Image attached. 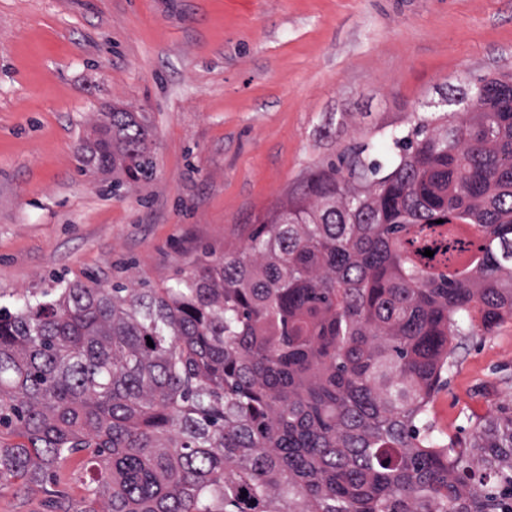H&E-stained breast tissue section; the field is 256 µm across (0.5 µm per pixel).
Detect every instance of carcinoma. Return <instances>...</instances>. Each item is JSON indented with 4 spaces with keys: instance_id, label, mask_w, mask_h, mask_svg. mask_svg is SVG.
I'll return each instance as SVG.
<instances>
[{
    "instance_id": "1",
    "label": "carcinoma",
    "mask_w": 512,
    "mask_h": 512,
    "mask_svg": "<svg viewBox=\"0 0 512 512\" xmlns=\"http://www.w3.org/2000/svg\"><path fill=\"white\" fill-rule=\"evenodd\" d=\"M438 95L173 286L0 305V480L84 451L54 512H512V414L428 422L457 347L512 320V73ZM92 131L85 165L152 179L133 112Z\"/></svg>"
}]
</instances>
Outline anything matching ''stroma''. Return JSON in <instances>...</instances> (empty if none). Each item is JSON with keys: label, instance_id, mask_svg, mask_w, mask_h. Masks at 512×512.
Instances as JSON below:
<instances>
[{"label": "stroma", "instance_id": "1", "mask_svg": "<svg viewBox=\"0 0 512 512\" xmlns=\"http://www.w3.org/2000/svg\"><path fill=\"white\" fill-rule=\"evenodd\" d=\"M512 70V0H0V304L59 283L166 288L381 119ZM146 115L152 180L83 170L97 113ZM428 415L440 437L512 407V321L471 338ZM76 453L0 512L86 495Z\"/></svg>", "mask_w": 512, "mask_h": 512}]
</instances>
